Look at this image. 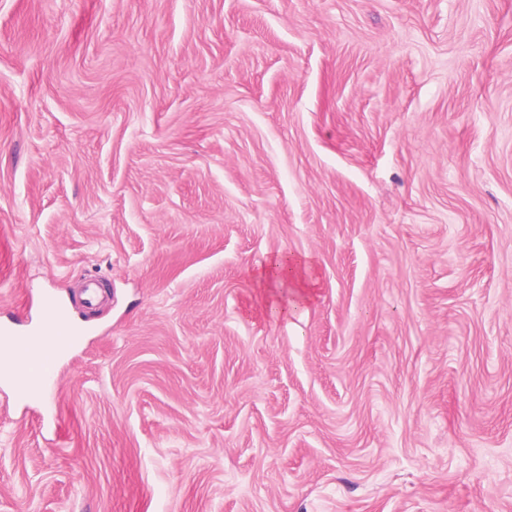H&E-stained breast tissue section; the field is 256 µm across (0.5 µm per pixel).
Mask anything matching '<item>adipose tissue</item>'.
I'll return each instance as SVG.
<instances>
[{"label": "adipose tissue", "mask_w": 512, "mask_h": 512, "mask_svg": "<svg viewBox=\"0 0 512 512\" xmlns=\"http://www.w3.org/2000/svg\"><path fill=\"white\" fill-rule=\"evenodd\" d=\"M252 278L258 296L272 318L288 319L309 304L317 293L318 280L310 260H290L278 257L253 271ZM45 337H32L28 343V358L17 363L9 351L0 352V375L16 382L21 393H32L42 381V369L49 358L44 352Z\"/></svg>", "instance_id": "1"}]
</instances>
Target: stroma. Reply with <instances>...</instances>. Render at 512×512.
<instances>
[{
    "label": "stroma",
    "instance_id": "1",
    "mask_svg": "<svg viewBox=\"0 0 512 512\" xmlns=\"http://www.w3.org/2000/svg\"><path fill=\"white\" fill-rule=\"evenodd\" d=\"M50 300L0 512H512V0H0V329ZM258 297L272 318L288 321L309 304L317 293L318 280L312 262L278 257L252 272ZM44 329L51 337V342L48 347L50 355H53L57 350L66 349L73 342L75 331L70 329L65 318L62 316L56 315L55 313L52 315L50 312Z\"/></svg>",
    "mask_w": 512,
    "mask_h": 512
}]
</instances>
